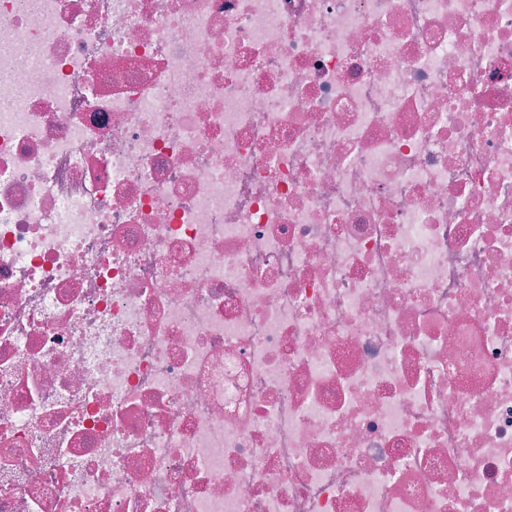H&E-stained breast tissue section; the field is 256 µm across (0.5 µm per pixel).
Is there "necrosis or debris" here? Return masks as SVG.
Instances as JSON below:
<instances>
[{
    "instance_id": "necrosis-or-debris-1",
    "label": "necrosis or debris",
    "mask_w": 512,
    "mask_h": 512,
    "mask_svg": "<svg viewBox=\"0 0 512 512\" xmlns=\"http://www.w3.org/2000/svg\"><path fill=\"white\" fill-rule=\"evenodd\" d=\"M0 512H512V0H0Z\"/></svg>"
}]
</instances>
